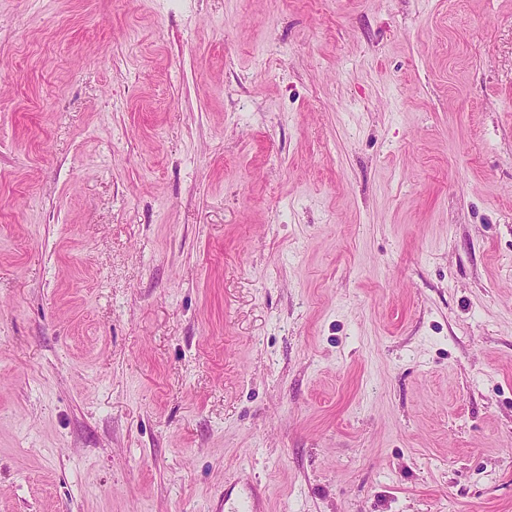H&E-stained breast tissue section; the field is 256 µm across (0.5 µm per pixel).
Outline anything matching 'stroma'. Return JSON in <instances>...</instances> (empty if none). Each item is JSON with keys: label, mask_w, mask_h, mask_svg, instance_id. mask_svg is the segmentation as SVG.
Listing matches in <instances>:
<instances>
[{"label": "stroma", "mask_w": 512, "mask_h": 512, "mask_svg": "<svg viewBox=\"0 0 512 512\" xmlns=\"http://www.w3.org/2000/svg\"><path fill=\"white\" fill-rule=\"evenodd\" d=\"M512 512V0H0V512Z\"/></svg>", "instance_id": "1"}]
</instances>
